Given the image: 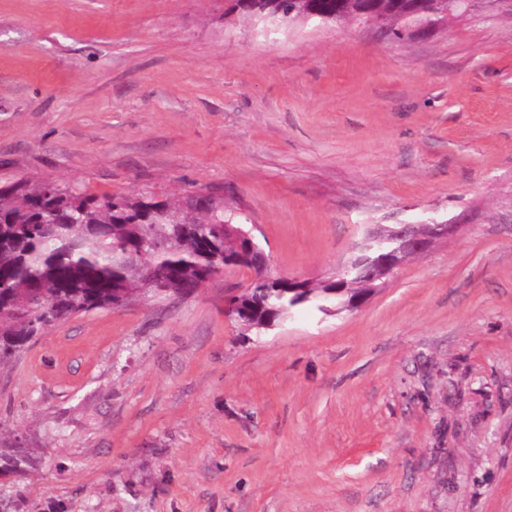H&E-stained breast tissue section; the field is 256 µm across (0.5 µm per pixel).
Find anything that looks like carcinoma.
<instances>
[{
  "instance_id": "obj_1",
  "label": "carcinoma",
  "mask_w": 512,
  "mask_h": 512,
  "mask_svg": "<svg viewBox=\"0 0 512 512\" xmlns=\"http://www.w3.org/2000/svg\"><path fill=\"white\" fill-rule=\"evenodd\" d=\"M309 9L350 19V0H307ZM303 7L297 0H252L246 10L287 28ZM236 217L219 204L88 196L66 184L0 188V367L55 324L112 306V289L139 295L159 266L172 272L165 287H184L182 275L218 273L236 251L224 225ZM251 286L263 307L286 313L316 303L276 289L262 268ZM31 463L8 444L0 425V474L24 477Z\"/></svg>"
}]
</instances>
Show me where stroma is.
Here are the masks:
<instances>
[{"instance_id":"obj_1","label":"stroma","mask_w":512,"mask_h":512,"mask_svg":"<svg viewBox=\"0 0 512 512\" xmlns=\"http://www.w3.org/2000/svg\"><path fill=\"white\" fill-rule=\"evenodd\" d=\"M210 199L321 283L453 225L358 309L255 278L58 323L0 368V512H512V9L264 26L238 0H0V185ZM256 276L251 283V286L254 291V295H256L261 305L260 307H275L283 310L286 314L291 313L294 309L299 307L308 306L317 302L315 298H311L306 302H298L294 300L292 294H288V291L282 292L278 291L276 288L275 282H271L269 277L264 274L261 267L252 268ZM252 288L247 286L243 288L240 294L233 296L230 298L224 306V311L226 314L235 317L240 325L244 326L247 330L252 329H268L273 327L276 321H284L287 317L284 315H273L266 322L261 325H257L255 323V319L259 314L260 307L255 304L253 299L251 298V290ZM290 314H288V317ZM31 463L19 448L8 445L3 437V426L0 425V474H12L24 477L28 474Z\"/></svg>"}]
</instances>
